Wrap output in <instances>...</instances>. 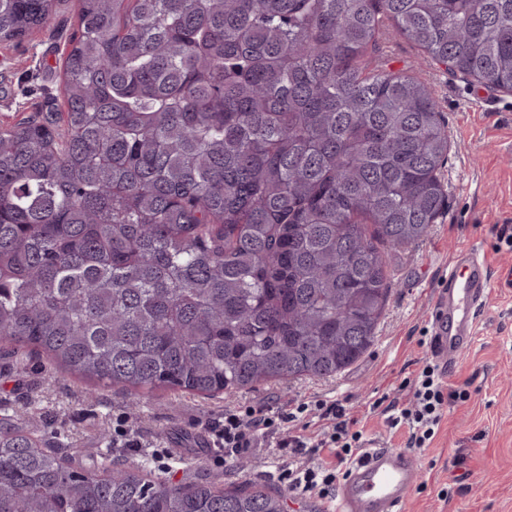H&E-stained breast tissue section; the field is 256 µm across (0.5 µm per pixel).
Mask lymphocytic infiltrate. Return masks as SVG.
<instances>
[{"instance_id": "obj_1", "label": "lymphocytic infiltrate", "mask_w": 512, "mask_h": 512, "mask_svg": "<svg viewBox=\"0 0 512 512\" xmlns=\"http://www.w3.org/2000/svg\"><path fill=\"white\" fill-rule=\"evenodd\" d=\"M405 386L406 399L385 394L370 408L381 411L390 428L406 430V445L415 449L429 447L448 407L470 397L467 386H450L440 368L426 358L416 360ZM314 423L318 433L305 435V427ZM210 432L214 448L228 460L252 448H273L278 481L288 490L322 499L334 490L343 465L366 455L361 421L338 399L300 401L279 411L228 408Z\"/></svg>"}]
</instances>
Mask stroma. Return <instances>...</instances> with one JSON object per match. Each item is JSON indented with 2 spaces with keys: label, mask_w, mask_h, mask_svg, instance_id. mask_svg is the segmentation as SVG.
Wrapping results in <instances>:
<instances>
[{
  "label": "stroma",
  "mask_w": 512,
  "mask_h": 512,
  "mask_svg": "<svg viewBox=\"0 0 512 512\" xmlns=\"http://www.w3.org/2000/svg\"><path fill=\"white\" fill-rule=\"evenodd\" d=\"M78 7L79 0H58L48 26L19 42L0 41V128L32 118L60 122V71ZM367 59L432 86L451 138L441 171L447 207L426 240L389 251L393 287L369 352L330 378L263 384L211 399L169 392L136 405L121 389L90 392L45 357L10 355L0 343V426L20 424L65 464L99 475L121 463L169 482L201 476L226 486L260 481L277 492L283 490L272 449L253 448L226 463L211 444L198 443V434L222 419L225 408L280 409L315 396L345 400L364 415L367 438L403 449L405 431L389 428L367 404L397 393L410 363L428 355L416 340L431 326L434 293L449 258L471 246L488 257L493 280L478 337L448 377L455 385L468 383L470 398L450 406L430 447L414 451L421 476L404 512H512V287L505 283L512 253L495 252L493 232L495 225L512 224V92L452 74L388 27ZM120 415L134 424L139 449L113 447L112 421ZM445 487L451 493L444 499L439 492Z\"/></svg>",
  "instance_id": "stroma-1"
}]
</instances>
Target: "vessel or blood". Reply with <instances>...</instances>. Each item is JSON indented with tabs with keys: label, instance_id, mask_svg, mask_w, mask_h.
<instances>
[{
	"label": "vessel or blood",
	"instance_id": "b4317fda",
	"mask_svg": "<svg viewBox=\"0 0 512 512\" xmlns=\"http://www.w3.org/2000/svg\"><path fill=\"white\" fill-rule=\"evenodd\" d=\"M491 273L470 247L457 251L435 295L432 355L442 370L451 369L463 347L472 345ZM420 476L409 453L376 447L349 470L341 484L336 512H402L408 490Z\"/></svg>",
	"mask_w": 512,
	"mask_h": 512
}]
</instances>
